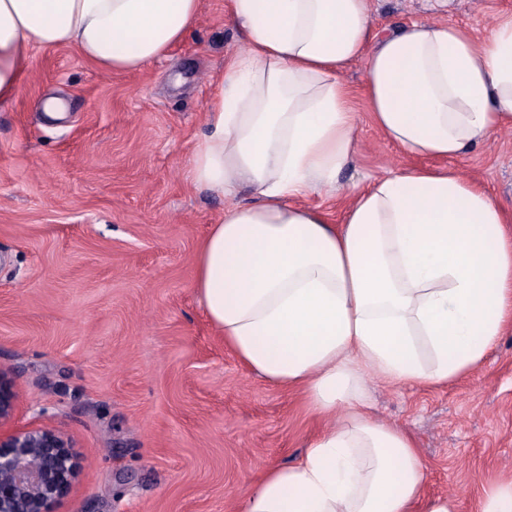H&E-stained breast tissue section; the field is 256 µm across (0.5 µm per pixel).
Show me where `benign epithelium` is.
I'll return each mask as SVG.
<instances>
[{"instance_id":"obj_1","label":"benign epithelium","mask_w":512,"mask_h":512,"mask_svg":"<svg viewBox=\"0 0 512 512\" xmlns=\"http://www.w3.org/2000/svg\"><path fill=\"white\" fill-rule=\"evenodd\" d=\"M17 402L13 378L1 368L0 422L13 415ZM76 474L71 445L55 429L0 432V512H47Z\"/></svg>"}]
</instances>
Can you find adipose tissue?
<instances>
[{
  "label": "adipose tissue",
  "instance_id": "ef3b65f1",
  "mask_svg": "<svg viewBox=\"0 0 512 512\" xmlns=\"http://www.w3.org/2000/svg\"><path fill=\"white\" fill-rule=\"evenodd\" d=\"M243 49L207 102L188 163L224 196L196 257L210 325L251 373L301 391L328 424L292 464L270 466L239 512H461L424 493L412 437L378 421L370 381L445 387L512 332V215L450 162L512 128V15L489 35L441 21L375 30L369 0H227ZM200 0H0V103L33 47L107 72L165 58ZM363 61L375 128L424 166L335 193L358 152L343 74ZM346 201L345 191L336 193L334 197L314 195L307 199L310 204H321L335 224H338L343 217Z\"/></svg>",
  "mask_w": 512,
  "mask_h": 512
}]
</instances>
